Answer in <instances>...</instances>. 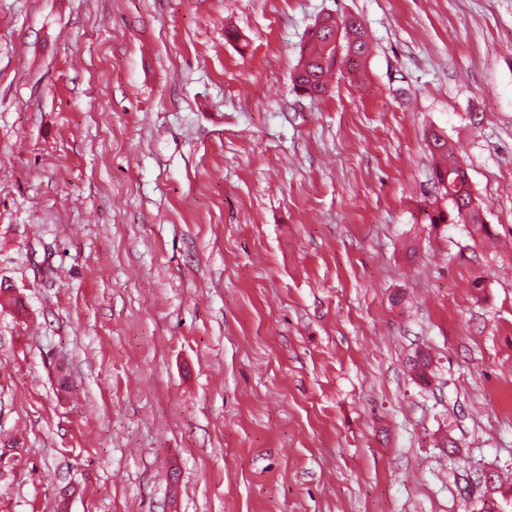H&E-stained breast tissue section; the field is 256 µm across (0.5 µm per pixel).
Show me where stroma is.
I'll use <instances>...</instances> for the list:
<instances>
[{
  "mask_svg": "<svg viewBox=\"0 0 512 512\" xmlns=\"http://www.w3.org/2000/svg\"><path fill=\"white\" fill-rule=\"evenodd\" d=\"M1 438L0 512H512V0H0ZM332 23L336 24V42L333 25L311 27L293 72L294 89L310 100L323 96L327 80L333 74L346 71L350 77L359 75L369 56L366 32L357 18L343 17ZM350 54L355 56V60L350 58ZM430 140L434 143L433 147L429 143V147L433 158L431 177L436 196L432 202L426 203L427 207L423 210L425 221L434 229L441 224H467L471 236L479 239L492 237L495 232L484 222L479 204V210L463 209L475 200L467 168L446 138L432 133ZM440 200L444 201L443 205H440ZM462 209L466 211L463 213Z\"/></svg>",
  "mask_w": 512,
  "mask_h": 512,
  "instance_id": "obj_1",
  "label": "stroma"
}]
</instances>
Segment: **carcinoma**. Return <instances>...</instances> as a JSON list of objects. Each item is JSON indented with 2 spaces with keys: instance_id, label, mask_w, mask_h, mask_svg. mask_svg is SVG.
<instances>
[{
  "instance_id": "obj_1",
  "label": "carcinoma",
  "mask_w": 512,
  "mask_h": 512,
  "mask_svg": "<svg viewBox=\"0 0 512 512\" xmlns=\"http://www.w3.org/2000/svg\"><path fill=\"white\" fill-rule=\"evenodd\" d=\"M369 51L364 26L355 17L338 18L332 25L310 28L293 72L294 89L311 100L320 99L330 76L344 72L359 75ZM430 140L436 197L424 208L425 221L434 229L442 224H466L473 237L493 236L494 231L484 222L481 211L469 208L474 195L467 168L446 138L433 133Z\"/></svg>"
}]
</instances>
